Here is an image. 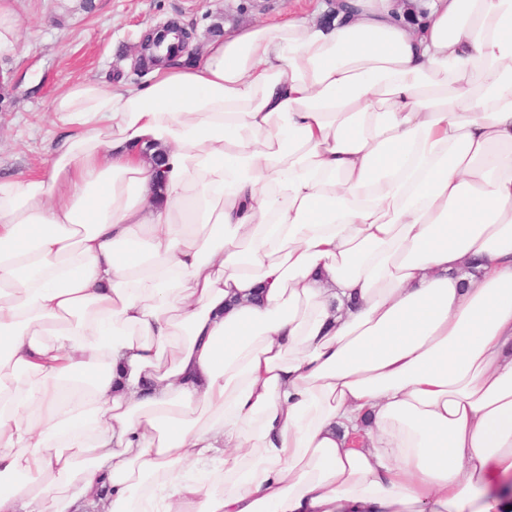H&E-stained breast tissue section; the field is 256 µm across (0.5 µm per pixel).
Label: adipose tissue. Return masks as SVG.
<instances>
[{
    "mask_svg": "<svg viewBox=\"0 0 512 512\" xmlns=\"http://www.w3.org/2000/svg\"><path fill=\"white\" fill-rule=\"evenodd\" d=\"M52 111L0 179V512H512V0H342Z\"/></svg>",
    "mask_w": 512,
    "mask_h": 512,
    "instance_id": "ef3b65f1",
    "label": "adipose tissue"
}]
</instances>
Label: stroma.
Instances as JSON below:
<instances>
[{
  "label": "stroma",
  "mask_w": 512,
  "mask_h": 512,
  "mask_svg": "<svg viewBox=\"0 0 512 512\" xmlns=\"http://www.w3.org/2000/svg\"><path fill=\"white\" fill-rule=\"evenodd\" d=\"M21 24L13 52L0 54V176L47 171L61 131L55 97L85 80L141 83L142 33L169 21L192 29V47L239 27L284 20L312 0H12Z\"/></svg>",
  "instance_id": "stroma-1"
}]
</instances>
